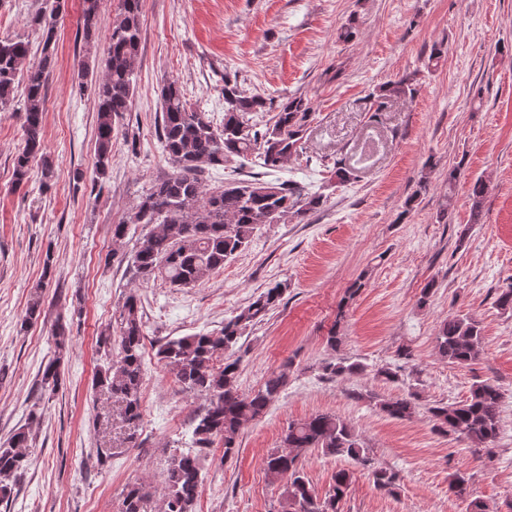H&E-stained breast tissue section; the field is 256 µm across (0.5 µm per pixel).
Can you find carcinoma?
Masks as SVG:
<instances>
[{"label":"carcinoma","mask_w":512,"mask_h":512,"mask_svg":"<svg viewBox=\"0 0 512 512\" xmlns=\"http://www.w3.org/2000/svg\"><path fill=\"white\" fill-rule=\"evenodd\" d=\"M59 0H44L32 18V27L41 34L40 61L27 67L30 43L20 37L0 39V110L13 106L15 91L23 87L22 144L13 161L14 185L21 187L32 178L34 163L40 164L42 182L53 176V165L45 153L43 106L47 80L57 54ZM142 0H120L116 16L104 19L99 0H84L82 30L86 43L103 30L106 54L100 60L102 77L88 81L89 68L77 75L72 90L82 96L93 90L97 99L96 167L93 183H98L112 163L115 118L130 111L135 90V71L140 52ZM416 91L413 78L405 74L380 88V99L411 98ZM224 119L213 124L208 113L187 105L183 90L171 81L161 89V120L156 127L157 140L172 171L153 183L125 219L112 225V241L121 242L131 224H152L140 235L128 258L127 269L138 281L162 278L173 288H187L203 282L224 268V262L244 249L261 226L277 224L288 216L303 217L315 212L327 201V195L312 192L295 181L231 179L209 188L202 174L209 168L250 160L266 170L280 171L301 149L300 133L309 124L311 101L294 95L279 105L260 94L248 95L230 75H224ZM277 110L271 124L254 121L258 112ZM328 186L350 181V171L338 160L329 170ZM485 183L478 179L470 188V223H482ZM365 287L359 278L347 290L339 304V313L326 342L336 349L344 308ZM287 285L277 283L254 297L247 306L224 319L219 334L195 333L171 338L157 349L156 356L174 382L201 398L193 420L196 453H172L162 474L159 512H196L203 482L201 455L214 443L224 447L227 460L240 448V434L249 422L264 415L288 385V371L269 374L263 384L244 396L239 393L241 358L237 356L240 339L246 330L263 322L283 300ZM118 347L112 350V333L98 337L103 361L93 382L101 396L118 404L115 416L124 431L123 442L138 448L142 419L141 390L144 379L145 332L140 299L131 293L119 306L116 318ZM438 354L449 364L466 366L475 360L482 344L479 323L467 315H455L444 321L436 337ZM54 352L39 370L41 395L51 396L59 388L61 369L67 348V327L58 323L53 331ZM323 370L332 377H346L365 370L358 362L330 361ZM363 397L381 413L395 420L412 416L416 394L380 399L370 393ZM505 394L489 381L472 385L469 397L458 403H438L428 408L433 428L441 435H454L467 441L473 451L490 450L500 433V408ZM42 420L32 409L27 422L0 443V501H9L16 479L29 467L33 434L31 426ZM326 455L344 457L371 469L375 487L388 494L397 489V474L372 467L368 449L340 417L317 413L288 424L279 448L265 460L268 478L287 480L278 512H337L347 495L353 472L338 470L328 493L321 496L305 475L302 459L314 449ZM450 490L468 502L469 512H488L487 505L471 498L469 479L461 473L452 477ZM153 493L148 485L135 482L126 486L119 512H152Z\"/></svg>","instance_id":"obj_1"}]
</instances>
